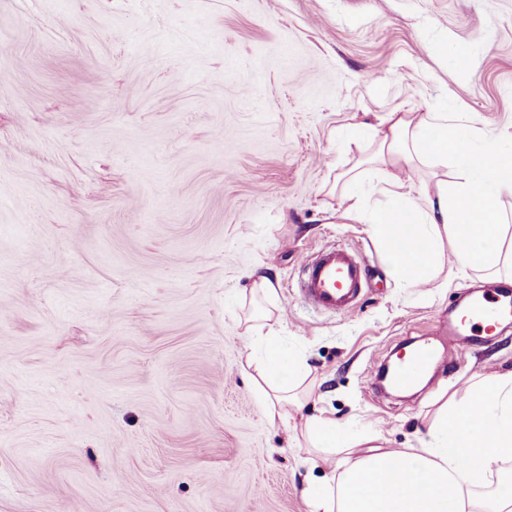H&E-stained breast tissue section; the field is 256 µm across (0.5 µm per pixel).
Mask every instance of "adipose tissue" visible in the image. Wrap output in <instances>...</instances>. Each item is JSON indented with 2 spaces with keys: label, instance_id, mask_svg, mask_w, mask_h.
I'll return each instance as SVG.
<instances>
[{
  "label": "adipose tissue",
  "instance_id": "ef3b65f1",
  "mask_svg": "<svg viewBox=\"0 0 512 512\" xmlns=\"http://www.w3.org/2000/svg\"><path fill=\"white\" fill-rule=\"evenodd\" d=\"M371 157L381 178L362 207L384 247L390 278L405 288L437 284L446 265L499 271L512 218V149L472 134L447 113H390ZM418 252L407 255L403 244ZM247 366L270 423H287L299 404L302 360L285 353L276 329L248 337ZM311 448L339 454L332 471L307 484V512H512V499L477 496L502 464L512 463V371L466 386L444 402L422 448L365 453L361 442L325 419H308Z\"/></svg>",
  "mask_w": 512,
  "mask_h": 512
}]
</instances>
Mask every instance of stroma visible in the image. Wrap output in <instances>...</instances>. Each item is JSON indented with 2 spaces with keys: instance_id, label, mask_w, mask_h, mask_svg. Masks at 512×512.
<instances>
[{
  "instance_id": "stroma-1",
  "label": "stroma",
  "mask_w": 512,
  "mask_h": 512,
  "mask_svg": "<svg viewBox=\"0 0 512 512\" xmlns=\"http://www.w3.org/2000/svg\"><path fill=\"white\" fill-rule=\"evenodd\" d=\"M391 112L512 130V0H0V512H306V419L421 448L443 399L512 370V327L448 339L512 275L400 287L332 190L373 149L348 131ZM336 245L373 270L337 316L297 288ZM262 276L307 365L285 426L247 373ZM408 337L433 383L374 397Z\"/></svg>"
}]
</instances>
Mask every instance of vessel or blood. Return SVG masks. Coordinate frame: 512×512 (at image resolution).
Listing matches in <instances>:
<instances>
[{"label": "vessel or blood", "instance_id": "b4317fda", "mask_svg": "<svg viewBox=\"0 0 512 512\" xmlns=\"http://www.w3.org/2000/svg\"><path fill=\"white\" fill-rule=\"evenodd\" d=\"M303 278L300 293L312 307L330 314H343L355 309L368 286L369 267L358 251L335 247L304 257L300 262ZM512 323V289L502 287L485 292L468 304L459 324L449 325V338H457L459 326L471 332L496 335L498 328ZM436 357L433 344L423 343L399 350L390 375L394 388L414 385Z\"/></svg>", "mask_w": 512, "mask_h": 512}]
</instances>
